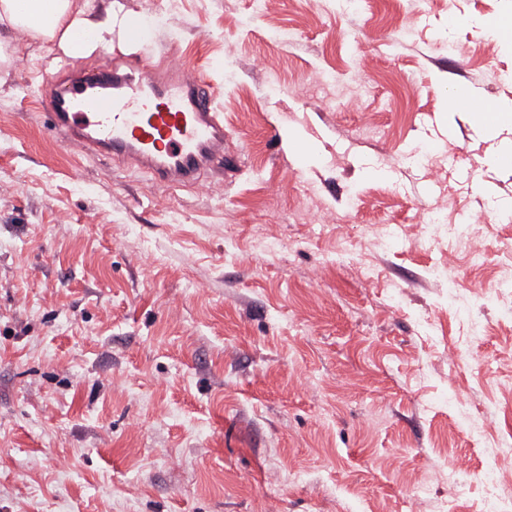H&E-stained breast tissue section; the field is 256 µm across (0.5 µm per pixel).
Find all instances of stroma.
<instances>
[{"label":"stroma","mask_w":512,"mask_h":512,"mask_svg":"<svg viewBox=\"0 0 512 512\" xmlns=\"http://www.w3.org/2000/svg\"><path fill=\"white\" fill-rule=\"evenodd\" d=\"M89 4L220 89L229 170L168 188L49 131L39 73L137 57L120 32L72 62L12 40L0 512H485V469L512 489V131L448 96L512 104V0Z\"/></svg>","instance_id":"35a3bbf8"}]
</instances>
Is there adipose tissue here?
I'll list each match as a JSON object with an SVG mask.
<instances>
[{"label":"adipose tissue","instance_id":"obj_1","mask_svg":"<svg viewBox=\"0 0 512 512\" xmlns=\"http://www.w3.org/2000/svg\"><path fill=\"white\" fill-rule=\"evenodd\" d=\"M72 0H0V44L9 43L14 32L22 31L47 40H58L70 48L73 30L83 28L95 35L96 42H106L114 27L125 20L113 11L101 16L72 15Z\"/></svg>","mask_w":512,"mask_h":512}]
</instances>
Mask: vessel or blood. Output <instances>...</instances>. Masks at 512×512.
<instances>
[{"mask_svg":"<svg viewBox=\"0 0 512 512\" xmlns=\"http://www.w3.org/2000/svg\"><path fill=\"white\" fill-rule=\"evenodd\" d=\"M40 105L54 132L81 151L131 161L164 185L223 181L224 115L218 91L190 65L113 58L86 73L40 76Z\"/></svg>","mask_w":512,"mask_h":512,"instance_id":"obj_1","label":"vessel or blood"}]
</instances>
